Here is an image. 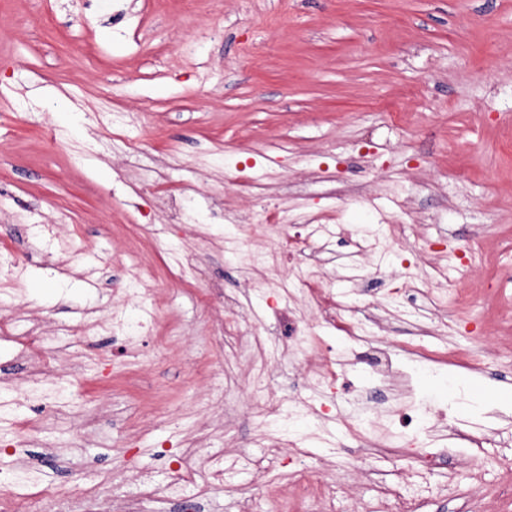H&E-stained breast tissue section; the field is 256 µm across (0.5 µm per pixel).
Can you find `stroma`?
<instances>
[{"mask_svg": "<svg viewBox=\"0 0 512 512\" xmlns=\"http://www.w3.org/2000/svg\"><path fill=\"white\" fill-rule=\"evenodd\" d=\"M0 0V249L19 263L0 272V314L41 319L45 330L105 317L127 278L126 258L150 269L146 307L129 305L153 333L124 341L71 338L67 358L83 363L55 397L60 410L20 454L28 491L68 492L76 477L112 479V497L74 502L70 512H123L127 480L163 472L183 452L245 450L258 430L254 336L270 344L265 390L301 391L294 355L277 338L262 269L232 256L262 245L268 231L228 224L257 200L287 210L299 232L335 212L340 229L318 264L329 287L377 314L385 340L412 351L471 345L495 353L485 371L412 376V401L448 406L473 430L499 432L484 449L496 469L512 456V404L478 401L474 383L512 389V280L488 314L477 293L489 276L471 269L468 328L403 284L437 282L434 270L471 238L512 267V0ZM400 123H392L389 107ZM181 212L170 221L163 200ZM408 212L415 249H394L384 266L355 254L352 240L382 215ZM57 224L56 250L32 234ZM246 321L224 332L225 315ZM328 400L333 418L322 461L344 482L349 512H377L371 483L402 482L416 461L374 449V471H349L343 444L354 386L367 373L341 367ZM99 411L98 436L70 446L76 427ZM421 451L439 458L433 479L456 477L454 495L425 512H512V496L486 497L462 475L465 452L447 453L448 429L432 424ZM240 495L213 491L210 512H268L283 475L243 476Z\"/></svg>", "mask_w": 512, "mask_h": 512, "instance_id": "obj_1", "label": "stroma"}]
</instances>
